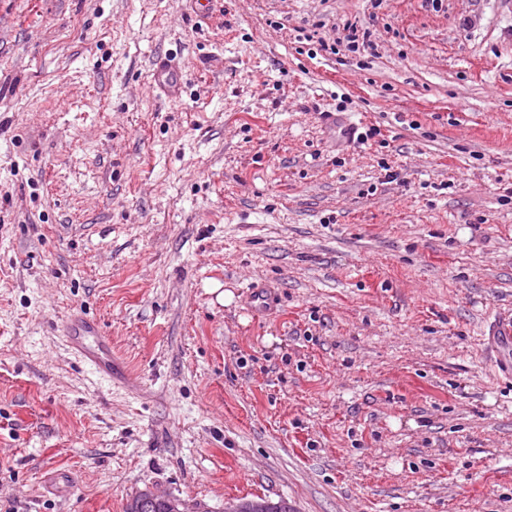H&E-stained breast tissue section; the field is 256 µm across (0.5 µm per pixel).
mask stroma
Masks as SVG:
<instances>
[{
	"instance_id": "stroma-1",
	"label": "stroma",
	"mask_w": 512,
	"mask_h": 512,
	"mask_svg": "<svg viewBox=\"0 0 512 512\" xmlns=\"http://www.w3.org/2000/svg\"><path fill=\"white\" fill-rule=\"evenodd\" d=\"M503 312L512 0H0V512H512ZM347 35L344 37L346 50L351 53L361 51L374 52L377 47L376 36L369 29L358 27L357 24H349L346 28ZM154 83L167 94L174 98L180 90L178 70L171 65H159L153 74ZM63 334L71 348L79 353L97 374L112 382V345L94 321L75 315L65 323ZM492 343L500 355L499 359L503 362L505 370L509 372L510 365L506 355L509 356L510 347L512 351V314L495 324L492 331ZM126 510L128 512H188L182 500L152 489L143 490L132 497L127 503ZM281 502H273L266 498H240L237 502L225 507V512H279Z\"/></svg>"
}]
</instances>
